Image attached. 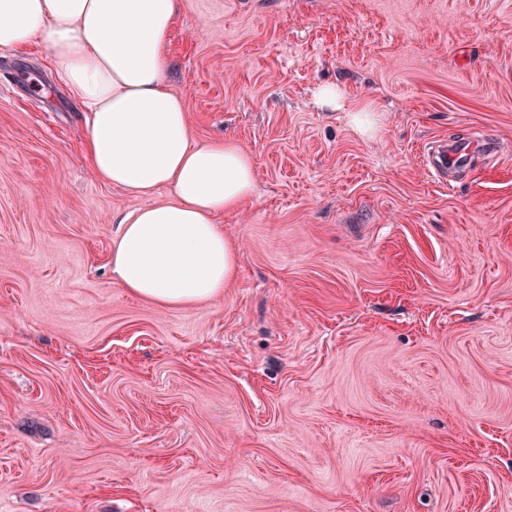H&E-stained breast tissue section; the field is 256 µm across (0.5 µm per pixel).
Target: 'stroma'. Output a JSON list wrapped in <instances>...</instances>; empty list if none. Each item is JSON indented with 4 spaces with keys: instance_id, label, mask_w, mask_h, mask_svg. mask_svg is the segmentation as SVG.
Segmentation results:
<instances>
[{
    "instance_id": "stroma-1",
    "label": "stroma",
    "mask_w": 512,
    "mask_h": 512,
    "mask_svg": "<svg viewBox=\"0 0 512 512\" xmlns=\"http://www.w3.org/2000/svg\"><path fill=\"white\" fill-rule=\"evenodd\" d=\"M167 53L255 164L191 307L112 271L169 189L98 180L49 55L0 50V512H512V0H182ZM499 151V142L492 138L472 137L458 141H437L427 148L424 154L426 166L448 187L450 181L466 159L476 155L495 156Z\"/></svg>"
}]
</instances>
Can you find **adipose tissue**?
I'll list each match as a JSON object with an SVG mask.
<instances>
[{
    "label": "adipose tissue",
    "instance_id": "adipose-tissue-1",
    "mask_svg": "<svg viewBox=\"0 0 512 512\" xmlns=\"http://www.w3.org/2000/svg\"><path fill=\"white\" fill-rule=\"evenodd\" d=\"M181 0H0V48L41 42L89 118L85 148L102 182L167 201L127 216L112 250L120 287L167 305L223 293L237 258L214 217L240 206L254 161L234 142L195 138L166 81Z\"/></svg>",
    "mask_w": 512,
    "mask_h": 512
}]
</instances>
